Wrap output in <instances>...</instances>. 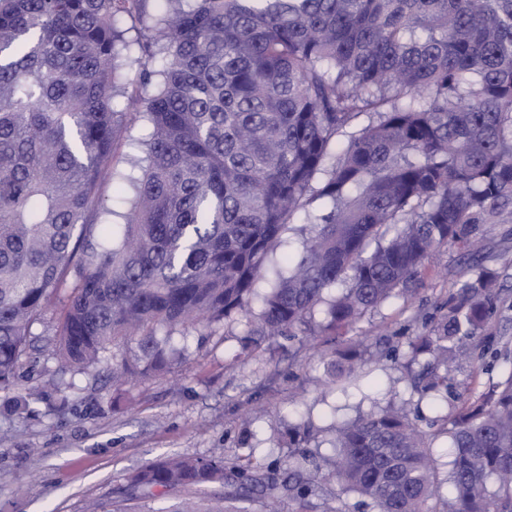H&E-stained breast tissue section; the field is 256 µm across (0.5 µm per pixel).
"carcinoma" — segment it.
Instances as JSON below:
<instances>
[{
	"mask_svg": "<svg viewBox=\"0 0 512 512\" xmlns=\"http://www.w3.org/2000/svg\"><path fill=\"white\" fill-rule=\"evenodd\" d=\"M149 2L0 0L1 390L17 386L31 327L61 295L60 369L87 373L132 344L108 368L122 387L180 357L162 329L242 317L252 336L294 338L319 310L324 328L348 331L441 247L473 255L512 223V0H165L161 15ZM131 70L134 105L121 100ZM121 138L144 164L115 169ZM105 176L125 185V211L100 194ZM300 215L298 250L272 261ZM456 287L407 344L413 391L435 399L499 298L486 268ZM495 358L506 378L434 432L392 400L336 423L323 469L375 512H512V344ZM361 361L335 351L330 375ZM307 462L288 454L289 512L323 492ZM277 475L175 456L143 465L129 489L219 484L231 490L218 505L157 512H247Z\"/></svg>",
	"mask_w": 512,
	"mask_h": 512,
	"instance_id": "cac0c4a2",
	"label": "carcinoma"
}]
</instances>
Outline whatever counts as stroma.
I'll use <instances>...</instances> for the list:
<instances>
[{
    "label": "stroma",
    "instance_id": "1",
    "mask_svg": "<svg viewBox=\"0 0 512 512\" xmlns=\"http://www.w3.org/2000/svg\"><path fill=\"white\" fill-rule=\"evenodd\" d=\"M484 254L502 296L479 336L493 350L512 341V224L489 229ZM463 269L457 250L442 248L411 292L368 312L351 332L319 329L266 341L247 356L246 322L177 329L171 341L183 348V357L169 372L123 389L94 372L58 374L51 346L60 309L52 307L33 325L32 347L21 358L42 396L19 415L6 409L12 392H0V512H87L94 502L112 512H154L184 494L159 490L151 498L129 499L128 477L147 462L175 454H249L255 462L281 466L288 450L278 441L289 424L302 420L316 428L307 449L327 454L328 426L395 393L422 427L441 425L445 402L419 398L409 387L406 343L437 318ZM350 335L364 349L359 378L328 383L324 358ZM502 373L488 359L471 358L449 371V392L477 398Z\"/></svg>",
    "mask_w": 512,
    "mask_h": 512
}]
</instances>
